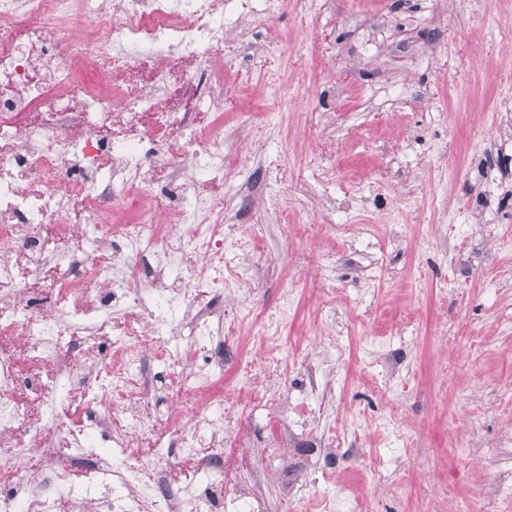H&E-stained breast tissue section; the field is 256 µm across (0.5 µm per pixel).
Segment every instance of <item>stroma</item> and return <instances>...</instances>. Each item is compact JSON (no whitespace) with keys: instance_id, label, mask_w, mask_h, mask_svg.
I'll return each mask as SVG.
<instances>
[{"instance_id":"stroma-1","label":"stroma","mask_w":512,"mask_h":512,"mask_svg":"<svg viewBox=\"0 0 512 512\" xmlns=\"http://www.w3.org/2000/svg\"><path fill=\"white\" fill-rule=\"evenodd\" d=\"M225 44V66L288 77V110L263 149L284 150L290 223L255 211L271 274L244 323L296 303L287 335L316 334L329 385L281 370L297 412L282 447L245 419L255 456L284 458L308 503L333 496L376 512L512 505V150L494 142L512 112V0H282ZM283 45L257 56L253 43ZM250 86L224 125L277 108ZM474 224L472 238L453 225ZM402 224L400 242L389 238ZM393 340L384 359L378 343ZM332 443L322 452L320 440Z\"/></svg>"}]
</instances>
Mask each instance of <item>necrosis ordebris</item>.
Here are the masks:
<instances>
[{
	"mask_svg": "<svg viewBox=\"0 0 512 512\" xmlns=\"http://www.w3.org/2000/svg\"><path fill=\"white\" fill-rule=\"evenodd\" d=\"M229 3L0 0V512H265L228 465L240 389L266 424L289 407L284 323L237 359L268 267L205 191L248 82L215 65L250 29Z\"/></svg>",
	"mask_w": 512,
	"mask_h": 512,
	"instance_id": "1",
	"label": "necrosis or debris"
}]
</instances>
